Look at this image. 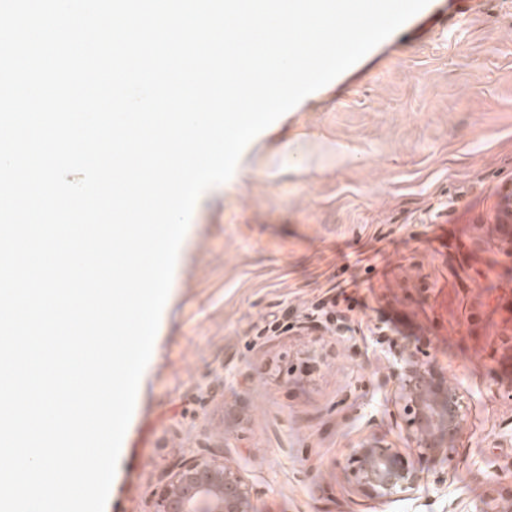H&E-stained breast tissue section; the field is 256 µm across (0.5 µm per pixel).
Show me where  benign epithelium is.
Masks as SVG:
<instances>
[{
	"label": "benign epithelium",
	"instance_id": "obj_1",
	"mask_svg": "<svg viewBox=\"0 0 512 512\" xmlns=\"http://www.w3.org/2000/svg\"><path fill=\"white\" fill-rule=\"evenodd\" d=\"M384 356L392 360L394 385L404 403L409 438L418 459H448L461 424L458 391L448 387L441 368L397 344L384 329L377 332ZM349 464L356 489L385 500L416 491L422 480L419 465L378 438H365L350 450ZM156 512H254L252 487L240 471L206 460L183 462L159 493ZM470 512H512V485L489 484Z\"/></svg>",
	"mask_w": 512,
	"mask_h": 512
}]
</instances>
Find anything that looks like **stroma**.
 Wrapping results in <instances>:
<instances>
[{
  "label": "stroma",
  "mask_w": 512,
  "mask_h": 512,
  "mask_svg": "<svg viewBox=\"0 0 512 512\" xmlns=\"http://www.w3.org/2000/svg\"><path fill=\"white\" fill-rule=\"evenodd\" d=\"M275 125L195 206L105 512H156L190 459L237 468L256 512H451L512 481V259L489 226L512 0H429ZM380 326L463 402L447 461L389 501L347 468L368 436L414 448Z\"/></svg>",
  "instance_id": "obj_1"
}]
</instances>
